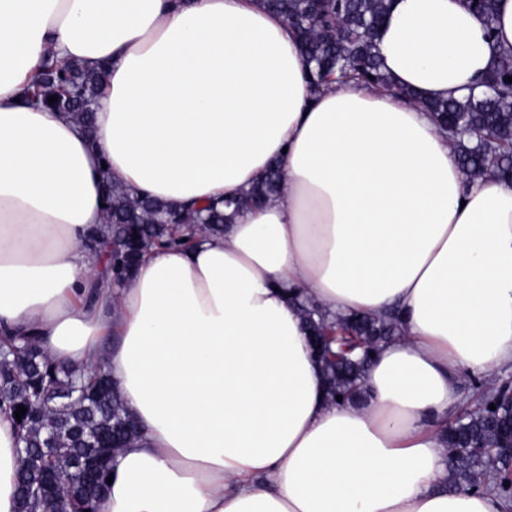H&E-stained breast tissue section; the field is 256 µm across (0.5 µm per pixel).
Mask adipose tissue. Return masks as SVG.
<instances>
[{
  "label": "adipose tissue",
  "mask_w": 512,
  "mask_h": 512,
  "mask_svg": "<svg viewBox=\"0 0 512 512\" xmlns=\"http://www.w3.org/2000/svg\"><path fill=\"white\" fill-rule=\"evenodd\" d=\"M383 72L314 92L294 31L261 0H0V335L57 364L105 363L143 435L98 512H505L446 491L443 435L465 375L512 365V183L466 176L424 107L512 56L461 0H392ZM104 67L94 133L24 104L45 58ZM282 188L121 286L90 242L104 181L174 205ZM329 315L396 313L363 398L336 403L296 294ZM0 415V512H17Z\"/></svg>",
  "instance_id": "adipose-tissue-1"
}]
</instances>
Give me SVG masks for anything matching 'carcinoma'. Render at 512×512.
I'll return each mask as SVG.
<instances>
[{"instance_id": "obj_1", "label": "carcinoma", "mask_w": 512, "mask_h": 512, "mask_svg": "<svg viewBox=\"0 0 512 512\" xmlns=\"http://www.w3.org/2000/svg\"><path fill=\"white\" fill-rule=\"evenodd\" d=\"M391 0H265L267 7L283 16L297 32L300 48L315 85L361 82L393 94L394 87L381 70L375 52L377 27ZM512 57L499 59L484 90L462 100L430 101L427 108L444 128L458 124L471 129L467 136L450 142L467 176L492 174L512 168ZM100 89L99 71L78 62H55L37 73L29 84V103L50 106L71 114L80 124L93 120V113L77 111V99L94 100ZM55 96L57 101L49 103ZM282 172L274 164L261 177L255 190L243 200L212 202L199 209L176 207L149 198H131L117 183L110 184L106 225L112 234L103 240L107 262L116 283L157 246L189 247L194 234L182 233L205 223L203 230L218 233L227 217L224 209H240L249 202L279 192ZM343 322L359 336L390 341L398 335L391 316L352 315ZM13 358L0 360V411L14 415L27 408L16 422L20 451L19 486H34L48 471L62 476L70 493L67 512H97L105 491L111 460L101 448L90 447L92 437L122 448L137 437L135 422L123 412L118 393L111 388L104 366L76 372L54 363L36 343L38 336H1ZM374 345L355 362L328 364L324 373L331 394L346 400L364 383ZM484 409L448 423L445 443L448 454V490H482L484 476L507 503L512 501V461L494 469L475 452L476 446L506 441L512 433V385L504 381L489 390L475 385ZM495 405L490 409L489 405Z\"/></svg>"}]
</instances>
